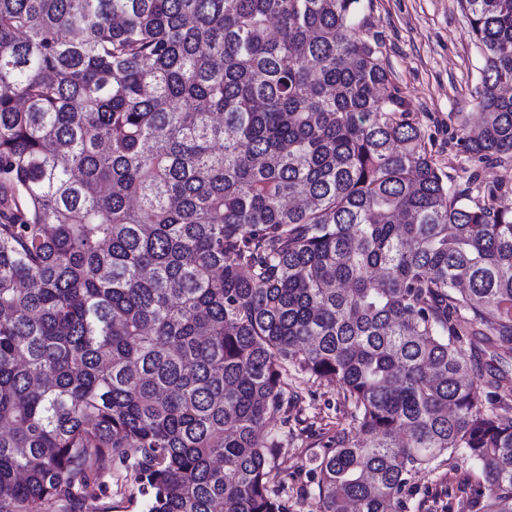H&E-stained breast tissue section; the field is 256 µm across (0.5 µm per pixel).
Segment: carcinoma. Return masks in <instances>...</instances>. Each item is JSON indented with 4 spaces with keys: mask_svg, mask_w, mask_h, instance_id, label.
<instances>
[{
    "mask_svg": "<svg viewBox=\"0 0 512 512\" xmlns=\"http://www.w3.org/2000/svg\"><path fill=\"white\" fill-rule=\"evenodd\" d=\"M361 0H0V512H288L294 376L351 418L316 512H408L448 456L512 512L509 190L462 202ZM512 162V0H460ZM146 500L138 484L126 479L122 467L114 465L112 476L91 489L82 512H147Z\"/></svg>",
    "mask_w": 512,
    "mask_h": 512,
    "instance_id": "obj_1",
    "label": "carcinoma"
}]
</instances>
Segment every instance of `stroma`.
Instances as JSON below:
<instances>
[{
  "instance_id": "35a3bbf8",
  "label": "stroma",
  "mask_w": 512,
  "mask_h": 512,
  "mask_svg": "<svg viewBox=\"0 0 512 512\" xmlns=\"http://www.w3.org/2000/svg\"><path fill=\"white\" fill-rule=\"evenodd\" d=\"M361 5L363 33L378 40L385 66L410 102L435 159L451 175L453 189L467 192L477 172L484 182L512 190V162L480 167L455 139L461 127L480 117L476 91L485 65L459 0H361ZM296 384L301 398L288 409L277 468L296 477L288 485L291 512H314L315 501L303 497L309 458L337 430L349 428L350 418L328 381L300 378ZM478 486L476 468L447 458L433 473L415 477L412 497L433 501L435 512H470ZM83 512H146V497L116 465L91 489Z\"/></svg>"
}]
</instances>
